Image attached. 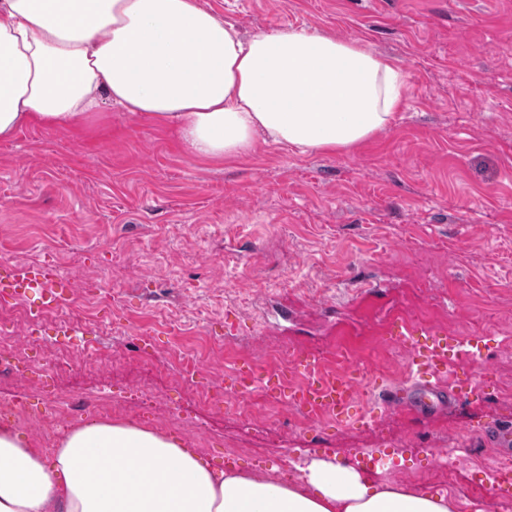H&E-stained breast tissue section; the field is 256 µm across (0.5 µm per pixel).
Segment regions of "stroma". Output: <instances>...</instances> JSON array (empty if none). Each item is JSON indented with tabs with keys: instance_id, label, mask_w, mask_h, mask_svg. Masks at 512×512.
I'll return each instance as SVG.
<instances>
[{
	"instance_id": "1",
	"label": "stroma",
	"mask_w": 512,
	"mask_h": 512,
	"mask_svg": "<svg viewBox=\"0 0 512 512\" xmlns=\"http://www.w3.org/2000/svg\"><path fill=\"white\" fill-rule=\"evenodd\" d=\"M242 33L293 25L367 42L407 76L392 123L361 147L297 155L258 144L230 163L188 155L176 136L112 108L78 131L23 127L0 141V262L71 278L65 304L31 346L0 319V358L49 364L62 346L99 345L59 379L0 382V404L42 415L57 442L55 399L86 400L80 422L150 389L146 408L112 420L168 432L213 466L234 457L256 476L286 458L359 465L369 477L440 489L435 449L480 447L477 426L512 425V0H199ZM399 306L423 322L484 337L485 392L427 417L386 406L407 354L360 324ZM91 320L63 338L58 319ZM360 331L375 384L366 424L311 426L297 409L253 393L205 407L177 386L174 348L223 379L225 358L271 365L268 342L332 350ZM493 454L460 457L455 512L489 499Z\"/></svg>"
}]
</instances>
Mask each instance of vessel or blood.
I'll return each mask as SVG.
<instances>
[{"mask_svg": "<svg viewBox=\"0 0 512 512\" xmlns=\"http://www.w3.org/2000/svg\"><path fill=\"white\" fill-rule=\"evenodd\" d=\"M65 286L64 279L46 269L18 270L0 265V297L4 299L22 298L37 288L48 306L58 300ZM379 323L389 343L405 350L409 357L408 385L387 392L389 403L435 413L483 393L482 384L457 372L462 361L474 367L482 365V337L464 339L445 327L412 322L392 309L381 314ZM375 379L366 363L357 362L336 372L329 369L325 352L298 350L291 367H277L263 374L255 371L249 359H232L224 375V388L280 396L311 422L329 416L348 425L357 420L354 408L361 386ZM477 434L498 453L512 452V429L491 425L479 428Z\"/></svg>", "mask_w": 512, "mask_h": 512, "instance_id": "b4317fda", "label": "vessel or blood"}]
</instances>
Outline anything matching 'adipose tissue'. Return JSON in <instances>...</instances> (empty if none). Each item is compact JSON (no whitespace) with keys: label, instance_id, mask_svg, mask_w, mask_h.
I'll return each instance as SVG.
<instances>
[{"label":"adipose tissue","instance_id":"obj_1","mask_svg":"<svg viewBox=\"0 0 512 512\" xmlns=\"http://www.w3.org/2000/svg\"><path fill=\"white\" fill-rule=\"evenodd\" d=\"M407 78L365 42L288 26L245 36L198 0H0V141L87 125L102 101L200 159L265 142L348 152L383 131ZM295 480L219 470L184 441L93 420L36 448L0 428V512H454L447 495L298 462Z\"/></svg>","mask_w":512,"mask_h":512}]
</instances>
